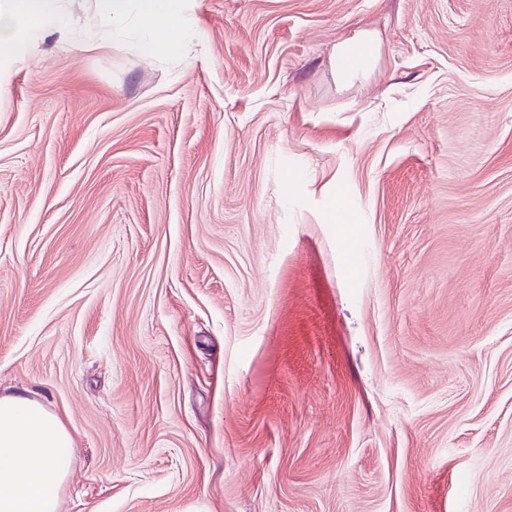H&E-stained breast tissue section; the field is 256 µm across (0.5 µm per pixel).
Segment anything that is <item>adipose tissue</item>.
Here are the masks:
<instances>
[{"instance_id": "ef3b65f1", "label": "adipose tissue", "mask_w": 512, "mask_h": 512, "mask_svg": "<svg viewBox=\"0 0 512 512\" xmlns=\"http://www.w3.org/2000/svg\"><path fill=\"white\" fill-rule=\"evenodd\" d=\"M60 0H15L0 10V54L15 51L20 23L47 27L73 38L69 16ZM97 12L88 38L99 29L119 30L137 18L144 32L143 54L164 46L183 55L201 32L188 15L186 0H96ZM377 54L375 37L359 32L336 46V65L342 81L366 76ZM73 462L72 437L63 424L28 397H0V512H58L61 485Z\"/></svg>"}]
</instances>
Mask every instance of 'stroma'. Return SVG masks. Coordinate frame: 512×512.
<instances>
[{
    "label": "stroma",
    "mask_w": 512,
    "mask_h": 512,
    "mask_svg": "<svg viewBox=\"0 0 512 512\" xmlns=\"http://www.w3.org/2000/svg\"><path fill=\"white\" fill-rule=\"evenodd\" d=\"M187 12L184 60L0 56V396L70 432L60 512H512V0ZM377 54L375 37L359 32L336 46V65L339 78L351 82L366 76Z\"/></svg>",
    "instance_id": "35a3bbf8"
}]
</instances>
